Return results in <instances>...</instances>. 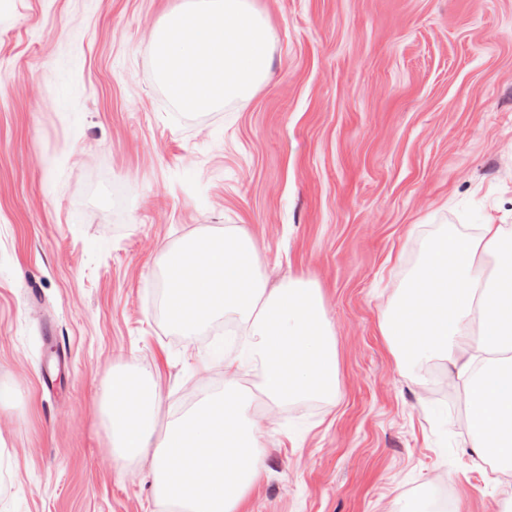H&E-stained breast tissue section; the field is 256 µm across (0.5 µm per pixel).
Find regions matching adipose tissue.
I'll return each mask as SVG.
<instances>
[{
	"label": "adipose tissue",
	"instance_id": "adipose-tissue-1",
	"mask_svg": "<svg viewBox=\"0 0 512 512\" xmlns=\"http://www.w3.org/2000/svg\"><path fill=\"white\" fill-rule=\"evenodd\" d=\"M402 368L448 363L470 406L466 434L479 459L512 470V226L439 229L380 320Z\"/></svg>",
	"mask_w": 512,
	"mask_h": 512
}]
</instances>
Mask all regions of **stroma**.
<instances>
[{"mask_svg": "<svg viewBox=\"0 0 512 512\" xmlns=\"http://www.w3.org/2000/svg\"><path fill=\"white\" fill-rule=\"evenodd\" d=\"M184 0H0V512H166L151 456L116 468L99 396L151 370L161 422L224 384L223 337L169 329L167 253L237 225L269 286L323 289L336 399L251 414L245 512H392L447 483L512 512L461 387L380 331L436 229L512 225V0H256L273 27L248 102L176 116L153 37ZM120 195H113V188Z\"/></svg>", "mask_w": 512, "mask_h": 512, "instance_id": "obj_1", "label": "stroma"}]
</instances>
